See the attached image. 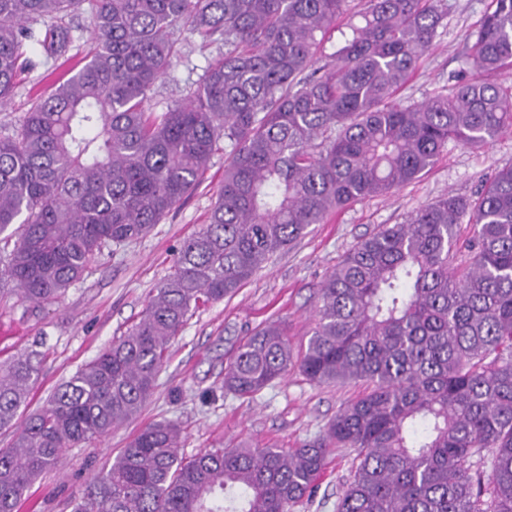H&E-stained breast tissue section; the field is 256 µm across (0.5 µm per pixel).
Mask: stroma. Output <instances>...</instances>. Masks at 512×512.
<instances>
[{
  "instance_id": "1",
  "label": "stroma",
  "mask_w": 512,
  "mask_h": 512,
  "mask_svg": "<svg viewBox=\"0 0 512 512\" xmlns=\"http://www.w3.org/2000/svg\"><path fill=\"white\" fill-rule=\"evenodd\" d=\"M446 2L443 25L411 80L396 93L398 104L418 103L450 89L455 75L470 67L476 31L492 0ZM214 54V48L193 42L188 61L155 85L151 107L160 112L183 100L197 88ZM32 58L35 69L11 105L0 110V131L19 123L30 98L49 91L57 75L54 61L41 49H34ZM510 164L512 129L478 147L451 141L436 163L409 185L353 203L325 223L308 227L232 297L196 310L172 342L155 390L138 416L113 428L104 440L71 449L61 466L33 486L21 512H70L71 497L141 428L163 419L180 424L179 454L187 458L242 443L289 452L322 434L340 407L363 394L364 385H317L292 368L254 397H237L225 391L222 381L239 340L261 323L280 320L288 326L291 344L305 345L314 327L319 288L361 238L382 225L405 223L445 194L472 195L492 173ZM223 179L224 155L219 152L189 199L147 235L104 249L59 302L34 310L16 292L0 291V362L34 347L44 354L20 417L34 413L60 384L138 322L157 286L172 272L183 240L206 224ZM353 462L349 451H333L314 495L291 512H335Z\"/></svg>"
}]
</instances>
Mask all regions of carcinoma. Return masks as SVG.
<instances>
[{"label": "carcinoma", "instance_id": "carcinoma-1", "mask_svg": "<svg viewBox=\"0 0 512 512\" xmlns=\"http://www.w3.org/2000/svg\"><path fill=\"white\" fill-rule=\"evenodd\" d=\"M348 0H0V106L33 46L58 59L89 19L84 64L0 137V281L33 307L60 301L104 248L148 234L187 199L224 143L207 224L139 321L59 386L0 449V512L73 448L102 440L152 396L171 339L234 295L328 215L415 181L453 140L512 127V0L476 31L473 75L409 106L393 97L432 45L434 0H367L326 52ZM216 48L199 88L153 112L155 83ZM326 58L320 67L315 62ZM469 231L460 236L461 220ZM41 352L0 365V429L37 382ZM291 367L315 384L364 382L326 431L288 453L239 445L189 460L182 429L151 423L75 495L71 512H290L335 448L356 456L336 512H512V166L362 238L319 291L294 353L275 321L224 368L253 397Z\"/></svg>", "mask_w": 512, "mask_h": 512}]
</instances>
